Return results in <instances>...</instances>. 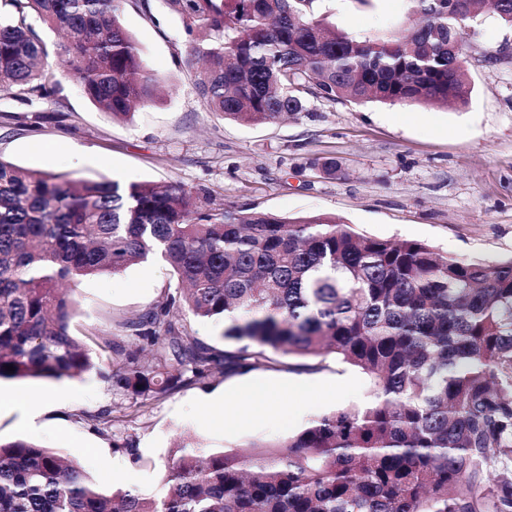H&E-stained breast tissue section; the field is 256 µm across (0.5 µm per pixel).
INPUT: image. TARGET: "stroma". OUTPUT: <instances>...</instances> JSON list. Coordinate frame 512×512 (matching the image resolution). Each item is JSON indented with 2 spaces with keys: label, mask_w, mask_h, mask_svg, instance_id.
<instances>
[{
  "label": "stroma",
  "mask_w": 512,
  "mask_h": 512,
  "mask_svg": "<svg viewBox=\"0 0 512 512\" xmlns=\"http://www.w3.org/2000/svg\"><path fill=\"white\" fill-rule=\"evenodd\" d=\"M317 14L358 40L405 30L412 20L409 0H320ZM121 23L147 66L177 85V93L117 121L67 81L63 121L38 124L19 122L28 106L0 94L1 159L74 179L179 183L224 206L279 218L324 214L360 234L423 242L458 259L512 257V29L492 11L469 30L466 105L314 99L307 112L259 126L206 110L185 63L183 20L166 0H152L148 15L129 2ZM326 158L340 163L341 175L318 172L316 162ZM176 284L157 260L73 283L79 307L71 331L126 341L123 322ZM1 391L52 395L36 426L1 414V442H36L94 476L122 466L123 488L146 497L164 492L165 464L181 439L236 449L287 436L316 416L371 396L366 377L343 364L314 373L283 364L216 376L141 408L111 391L96 369L77 378L4 380ZM112 407L136 412L124 432L136 439L139 461L80 418Z\"/></svg>",
  "instance_id": "obj_1"
}]
</instances>
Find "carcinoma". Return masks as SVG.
I'll list each match as a JSON object with an SVG mask.
<instances>
[{
    "label": "carcinoma",
    "instance_id": "cac0c4a2",
    "mask_svg": "<svg viewBox=\"0 0 512 512\" xmlns=\"http://www.w3.org/2000/svg\"><path fill=\"white\" fill-rule=\"evenodd\" d=\"M127 1L151 14V0H0V89L57 103L64 77L114 119L170 92L120 22ZM166 2L200 65L203 104L258 125L314 98L466 101L464 31L484 0H410L414 24L372 40L317 19V0ZM153 258L180 287L124 321L135 344L105 342L112 391L144 406L181 384L273 369L280 354L300 359L290 370H327L331 358L356 368L370 401L245 452L203 455L185 440L153 498L51 448L0 443V512H512V258L462 261L334 217L218 211L182 186L0 158V381L91 370L96 337L71 334L77 301L59 285ZM180 311L224 320L234 348L201 343ZM122 419L135 416L82 415L101 434Z\"/></svg>",
    "mask_w": 512,
    "mask_h": 512
}]
</instances>
